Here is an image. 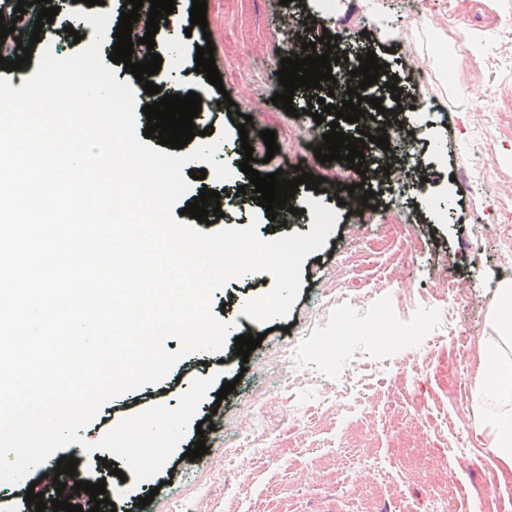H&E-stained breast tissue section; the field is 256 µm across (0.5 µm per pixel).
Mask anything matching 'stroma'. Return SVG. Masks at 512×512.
Listing matches in <instances>:
<instances>
[{
  "mask_svg": "<svg viewBox=\"0 0 512 512\" xmlns=\"http://www.w3.org/2000/svg\"><path fill=\"white\" fill-rule=\"evenodd\" d=\"M206 19L223 85L239 105L220 115L210 135L215 158L231 163V147L245 124L249 136L276 131L281 149L260 174L295 166L314 175L326 167L312 147L287 151L288 127L313 126L308 115L291 117L272 103L277 72L292 34L281 31L286 8L279 0H206ZM408 0H334L326 18L331 35L355 42L369 21L397 16L378 31L384 58L408 62L433 78L417 88L432 106L434 149L420 159L434 173L428 188L401 171L395 203L380 201L374 223L338 205L323 192L308 196L335 209L338 219L324 247L308 255L302 286L287 318L255 322L247 301L268 292L270 274L249 272L218 288L212 310L230 330L223 367L206 376L234 382L212 421L207 454L179 459L168 484L129 483L118 502L154 491L150 505L131 512H434L433 491L448 481L459 512H512V473L479 427L486 404L474 396L478 344L492 335L490 314L500 280L512 279V253L498 244L504 211L512 212V46L502 30L512 26V0H423L409 14ZM160 26L163 56L191 53L199 29L184 33L185 4ZM250 123H243V116ZM407 223H400V216ZM276 239L309 233L312 212L285 227L272 226L261 206L230 203L218 227L244 228ZM366 290L357 303L331 288L349 278ZM451 282L458 302L443 308L440 287ZM464 328L454 392H446L435 364L413 359L412 349L450 350L447 322ZM397 331L382 344L379 328ZM262 334L248 360L235 356V339ZM292 427L284 437V427ZM458 435L480 451L459 458L449 452Z\"/></svg>",
  "mask_w": 512,
  "mask_h": 512,
  "instance_id": "1",
  "label": "stroma"
}]
</instances>
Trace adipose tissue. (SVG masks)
I'll return each mask as SVG.
<instances>
[{
  "mask_svg": "<svg viewBox=\"0 0 512 512\" xmlns=\"http://www.w3.org/2000/svg\"><path fill=\"white\" fill-rule=\"evenodd\" d=\"M492 312L494 336L480 343L481 366L475 382L476 396L494 407L486 423L489 447L512 470V280L497 286Z\"/></svg>",
  "mask_w": 512,
  "mask_h": 512,
  "instance_id": "1",
  "label": "adipose tissue"
}]
</instances>
